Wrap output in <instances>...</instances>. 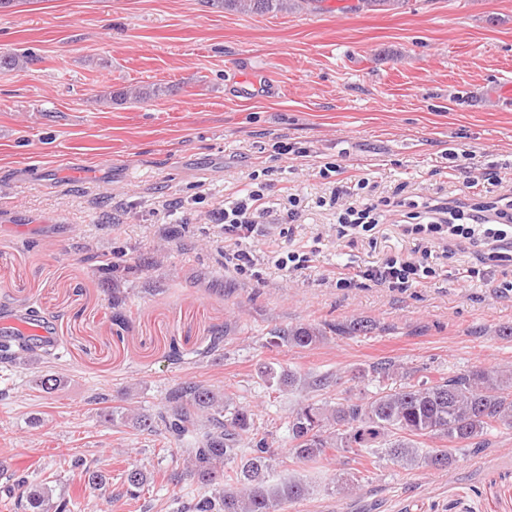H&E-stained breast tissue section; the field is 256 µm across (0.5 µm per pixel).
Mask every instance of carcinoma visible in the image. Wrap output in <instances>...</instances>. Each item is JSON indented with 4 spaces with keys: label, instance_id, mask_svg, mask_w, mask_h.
<instances>
[{
    "label": "carcinoma",
    "instance_id": "obj_1",
    "mask_svg": "<svg viewBox=\"0 0 512 512\" xmlns=\"http://www.w3.org/2000/svg\"><path fill=\"white\" fill-rule=\"evenodd\" d=\"M220 10L244 14H266L292 9V0H209ZM407 0H357L356 11H392ZM25 52H0V68L22 69L32 63ZM375 324L367 319L346 322L296 323L271 330L266 345L300 350L315 347L326 336L367 334ZM0 363L28 364L27 351L0 344ZM382 385L395 380L388 390L361 396L340 394L336 402L301 396L288 414L290 451L300 462L337 461L344 453L376 455L407 468L447 469L454 453L479 455L489 447L488 436L499 428L512 430V366L476 364L436 382L415 377L416 371L392 361L369 370ZM260 376L279 391H304L325 387L330 377L309 380L279 363L264 364ZM36 386L52 395L64 387L55 373L37 375ZM105 420L142 432L165 434V439L182 447L185 472L202 492L180 503L176 512H287L311 495V487L300 480L270 481L277 455L270 432L256 423L252 410L234 404L224 393L201 383L177 386L164 396L156 411L114 407ZM439 438L443 448H423L422 440ZM83 482L103 488L109 477L101 470L83 467ZM124 495L139 498L151 479L146 465L133 460L121 474ZM362 467L352 480L340 485L346 494L369 481ZM29 488L25 498L14 502L18 512H72L71 500L54 496L43 483L32 486L28 476L14 472L3 486L6 495L14 487Z\"/></svg>",
    "mask_w": 512,
    "mask_h": 512
}]
</instances>
